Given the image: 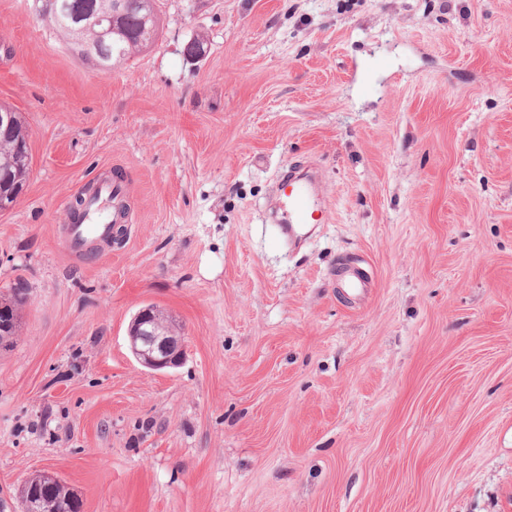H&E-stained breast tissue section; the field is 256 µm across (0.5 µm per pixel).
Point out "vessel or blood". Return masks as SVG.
I'll use <instances>...</instances> for the list:
<instances>
[{
    "label": "vessel or blood",
    "instance_id": "vessel-or-blood-1",
    "mask_svg": "<svg viewBox=\"0 0 512 512\" xmlns=\"http://www.w3.org/2000/svg\"><path fill=\"white\" fill-rule=\"evenodd\" d=\"M321 193L315 172L301 173L292 167L280 176L270 219L277 225L284 244L299 243L307 235L309 225L324 222L326 208L320 200ZM125 197L121 182H100L98 193L90 199L87 212L77 215L67 227L65 246L68 251L78 257L89 252L94 244L109 240L115 225L125 219ZM338 277L347 295L360 299L371 288L370 279L358 269L342 268Z\"/></svg>",
    "mask_w": 512,
    "mask_h": 512
}]
</instances>
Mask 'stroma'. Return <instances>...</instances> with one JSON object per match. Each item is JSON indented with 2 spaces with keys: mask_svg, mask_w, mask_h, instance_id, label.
Masks as SVG:
<instances>
[{
  "mask_svg": "<svg viewBox=\"0 0 512 512\" xmlns=\"http://www.w3.org/2000/svg\"><path fill=\"white\" fill-rule=\"evenodd\" d=\"M103 74L0 0V104L30 176L0 214V512L50 472L82 512H512V0H158ZM206 53H185L196 36ZM328 218L293 251L281 172ZM121 176L123 234L70 202ZM362 260L366 300L336 286ZM153 305L185 360L149 372ZM322 194L313 170L298 173L297 168L290 165L280 176L275 207L269 218L277 224L284 244L299 243L307 235L309 225L325 221L326 208L320 201ZM126 193L121 182L101 181L97 195L90 199L86 214L77 215L67 226L65 246L78 257L90 251L96 243L109 240L117 224H123L126 210L123 207ZM112 198V221L107 223L100 217L104 205ZM0 306H4L5 313H0V348L9 347L13 344V337L17 331L20 310L27 303L26 288L21 286L11 288L9 294L0 297ZM4 301V302H3ZM151 307L140 310L129 326L130 348L138 363L151 370L177 368L183 364V337L165 334Z\"/></svg>",
  "mask_w": 512,
  "mask_h": 512,
  "instance_id": "obj_1",
  "label": "stroma"
}]
</instances>
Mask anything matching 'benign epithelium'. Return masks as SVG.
<instances>
[{"mask_svg": "<svg viewBox=\"0 0 512 512\" xmlns=\"http://www.w3.org/2000/svg\"><path fill=\"white\" fill-rule=\"evenodd\" d=\"M126 0H112L107 14H94L71 28L73 40L84 44V50L91 56L97 54V42L85 39L93 32L102 38L116 30V22L125 13ZM130 348L138 363L151 370L177 368L183 364V337L165 334L159 330V323L151 307L140 310L129 326ZM21 512H43L42 499L27 492V486L20 490Z\"/></svg>", "mask_w": 512, "mask_h": 512, "instance_id": "benign-epithelium-1", "label": "benign epithelium"}]
</instances>
